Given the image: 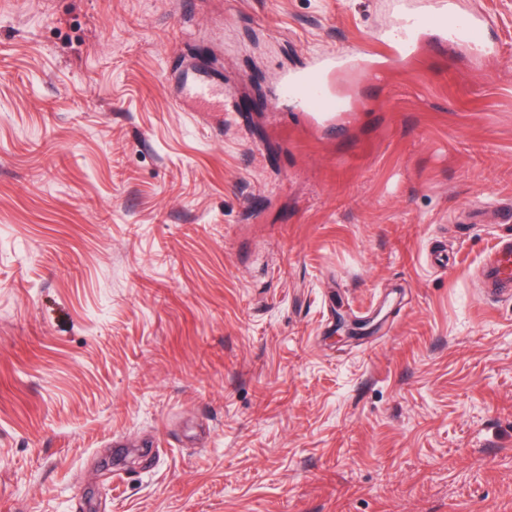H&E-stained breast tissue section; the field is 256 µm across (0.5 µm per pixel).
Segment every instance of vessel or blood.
I'll list each match as a JSON object with an SVG mask.
<instances>
[{
	"mask_svg": "<svg viewBox=\"0 0 512 512\" xmlns=\"http://www.w3.org/2000/svg\"><path fill=\"white\" fill-rule=\"evenodd\" d=\"M490 21L483 15L463 10L458 0H429L427 7L413 13L397 12L390 26L376 31L375 42L382 48L383 64H397L412 57L428 36L440 40H456L480 47L488 53L496 52V43L488 41L486 32ZM371 63L363 55L346 51H328L311 58L299 70L284 72L271 92L274 107L293 104L296 111L316 120L333 118L346 111L349 103L341 94L333 92L331 78L361 69ZM224 99L223 87L209 79L195 77L185 81L178 108L195 112H214ZM487 285L512 288V236L499 238L485 268Z\"/></svg>",
	"mask_w": 512,
	"mask_h": 512,
	"instance_id": "1",
	"label": "vessel or blood"
}]
</instances>
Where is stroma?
Wrapping results in <instances>:
<instances>
[{"mask_svg": "<svg viewBox=\"0 0 512 512\" xmlns=\"http://www.w3.org/2000/svg\"><path fill=\"white\" fill-rule=\"evenodd\" d=\"M460 5L499 54L323 125L269 88L392 0H0V512H512V0ZM224 88L203 77L185 81L181 95L175 100L178 108L191 107L193 112H216L222 106ZM484 278L487 285L494 287L507 286L512 288V236L509 234L499 238L494 245Z\"/></svg>", "mask_w": 512, "mask_h": 512, "instance_id": "1", "label": "stroma"}]
</instances>
